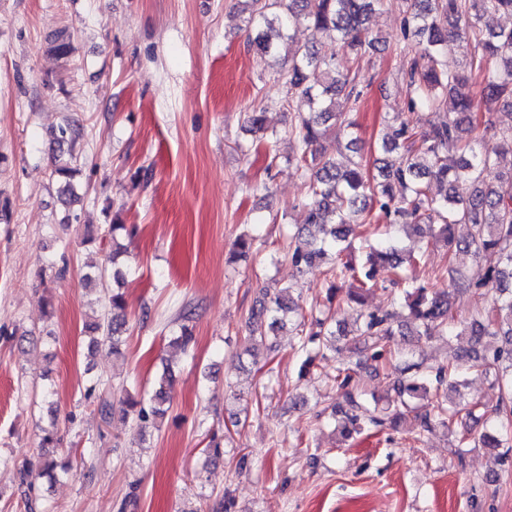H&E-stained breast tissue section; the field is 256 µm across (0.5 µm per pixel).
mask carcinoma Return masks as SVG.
Wrapping results in <instances>:
<instances>
[{"instance_id":"obj_1","label":"carcinoma","mask_w":512,"mask_h":512,"mask_svg":"<svg viewBox=\"0 0 512 512\" xmlns=\"http://www.w3.org/2000/svg\"><path fill=\"white\" fill-rule=\"evenodd\" d=\"M247 3V27L256 31L252 43L263 56L274 57L287 46L288 101L297 96L307 102L309 111L300 112L288 127V137L296 147V166L302 172L307 193L301 201L306 223L296 227L287 258L299 272L325 259L334 281L328 286L329 300L347 289V300L359 307L357 329L349 332L334 325L335 315L327 310L310 320L303 307L290 297L291 287L265 288L269 301L249 310L244 350L250 354L265 344L268 337L297 319L296 330L303 331L306 321L317 327L310 340H319L324 348L334 346L340 336L369 351L368 359L377 366L396 362L399 372L394 382L396 399L390 408L373 406L353 385L350 369H340L336 386L343 391V402L333 415L341 434L350 437L371 428L396 426L406 413L413 414L414 428L429 431L448 427L460 415H472L461 403H448V393L463 385L457 368L441 365L426 367L409 352L392 353L388 339L393 335L394 313L388 309L366 308L367 296L377 287L378 276L387 272L403 283L390 291V306L408 312L405 326L411 335L430 338L452 333L479 341L483 336L501 337V345L486 353L468 357L469 367L492 375L500 386L489 427L479 436L463 435L454 453L462 456L466 448L497 450L499 465L512 472V437L503 428L512 425V123L498 120L497 109L512 108V27L483 28L486 18L512 17V0H403L398 43L416 44L403 73L406 86L404 110L385 116V129L375 141L379 158L376 173L367 171L363 158H348L320 152L317 145L338 126L354 134L356 113L364 103L363 91L356 82L355 68L370 55L380 39L369 35L365 21L380 0H244ZM303 24L311 32L305 42L295 40L293 27ZM466 43L469 51L463 61H450L444 53L448 39ZM52 50L65 57L73 50L72 36L61 30L52 40ZM350 56L352 68L336 70V50ZM481 80L482 96L475 100L465 87ZM424 109L433 114L425 130L414 127L404 114ZM266 117L263 111L245 113V125L251 133H262ZM493 131L491 139L479 129ZM84 128L77 120L58 127L53 140L60 146L52 157V177L61 182V193L73 195L71 179L77 173L76 146ZM495 172L497 178L487 180ZM463 180L472 186L470 195L461 199L451 189ZM382 237L366 245L358 258L349 242L350 225L380 224ZM469 226L465 237L456 235L457 226ZM423 226L431 236L442 240L450 252H467L475 257L487 251L497 253L499 265L475 264L462 270L448 263L431 276L448 277L452 290L475 293L490 288L498 293L487 312L461 321L454 313L451 294H440L427 285L402 275L404 267L416 269L423 253L407 249L394 234L396 226ZM123 224L107 229L86 227L83 241H109L105 264L87 265L84 281L104 286L107 279L120 282L124 273L119 258L127 248L119 238ZM258 238L239 236L230 260L253 252ZM178 330L168 336L169 346L184 353L195 343L191 312L183 311ZM126 300L122 293L108 295V307L84 326L88 350L106 345L112 355L121 357L127 333ZM174 373L166 367L152 381L148 399L126 394L117 400L103 396L105 383L88 379L87 396L97 395L98 412L103 420L119 414L131 417L140 427L156 424L168 411ZM62 437L57 422L41 429L42 448H57ZM21 484L29 487L37 479L55 482L73 474L71 462L42 458L35 466L16 467Z\"/></svg>"}]
</instances>
